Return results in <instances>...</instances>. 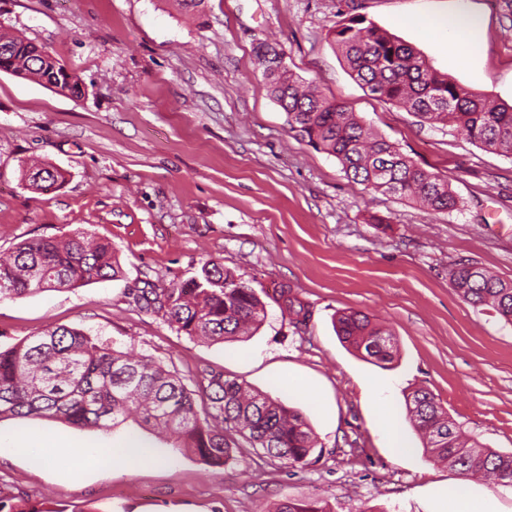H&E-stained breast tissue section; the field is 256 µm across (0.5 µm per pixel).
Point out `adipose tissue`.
<instances>
[{
  "label": "adipose tissue",
  "instance_id": "adipose-tissue-1",
  "mask_svg": "<svg viewBox=\"0 0 512 512\" xmlns=\"http://www.w3.org/2000/svg\"><path fill=\"white\" fill-rule=\"evenodd\" d=\"M479 28V19L463 11L445 23L436 16H427L423 22L422 31L425 35L443 38L447 43L449 54L464 64L480 52ZM0 452L24 455L39 452L49 458L63 455L75 462L79 469L102 472L117 468L130 469L142 458L141 447L134 442L127 443L125 448L119 450L108 444L95 447L71 445L63 449L50 435H43L29 441H10L0 446Z\"/></svg>",
  "mask_w": 512,
  "mask_h": 512
}]
</instances>
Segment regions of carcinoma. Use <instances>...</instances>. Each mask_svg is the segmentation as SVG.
<instances>
[{"label": "carcinoma", "mask_w": 512, "mask_h": 512, "mask_svg": "<svg viewBox=\"0 0 512 512\" xmlns=\"http://www.w3.org/2000/svg\"><path fill=\"white\" fill-rule=\"evenodd\" d=\"M336 48L351 75L376 97L414 113L429 124L453 125L482 149L512 158V104L481 98L434 69L415 50L362 16L338 22ZM15 53L0 57V72L47 82L72 98L85 95L78 74L48 51L21 36H0ZM273 100L290 129L335 157L354 183L382 194L416 201L432 211L454 210L448 180L419 166L393 143L373 132L353 112L332 102L288 69L276 74L270 60L255 53ZM23 185L35 192L60 188L64 174L47 163L21 165ZM122 274L112 243L78 229L64 240L40 238L20 243L0 256V300L47 290L80 288ZM449 278L462 300L487 306L512 323V283L470 263L452 264ZM280 299L291 320L307 311L283 286ZM139 308L160 316L191 340L224 342L253 335L266 318V304L247 280L214 262L185 281L138 290ZM336 334L364 359L384 366L397 354L394 336L361 311L335 317ZM407 410L430 458L464 477L512 480V453L483 448L467 437L434 395L416 389ZM55 418L79 427L114 429L129 422L165 435L176 451L191 452L207 465L230 466L239 448L227 433L260 448L269 458L304 466L318 441L303 415L259 391L213 375L196 398L182 378L148 356H134L84 331L49 327L0 349V419ZM276 512H331L319 499L288 500Z\"/></svg>", "instance_id": "carcinoma-1"}]
</instances>
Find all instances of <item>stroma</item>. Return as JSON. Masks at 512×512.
I'll return each mask as SVG.
<instances>
[{
	"label": "stroma",
	"instance_id": "1",
	"mask_svg": "<svg viewBox=\"0 0 512 512\" xmlns=\"http://www.w3.org/2000/svg\"><path fill=\"white\" fill-rule=\"evenodd\" d=\"M462 7L482 19V52L466 64L420 25ZM350 15L477 96L512 101V0H206L197 18L175 0H0V31L45 47L86 84L72 99L0 73V254L83 229L109 240L122 266L113 280L0 301V347L50 326L77 328L162 362L190 389L213 372L266 393L300 411L323 448L294 467L247 446L224 468L141 430L153 459L131 472L76 475L38 455L1 456V500L44 512H274L319 497L332 512H439L464 483L492 512H512V487L429 460L405 401L427 389L479 444L512 451V325L464 302L448 276L464 259L512 281V158L363 88L331 37ZM261 43L281 46L295 74L447 178L457 209L433 212L347 179L335 157L290 129L256 66ZM27 159L60 168L65 184L50 194L23 188ZM209 261L265 301L253 336L193 341L135 307L145 282H179ZM284 285L307 309L305 323L282 312ZM346 310L393 333L388 367L340 343L332 320ZM388 417L412 455L394 452ZM127 432L0 422V435L44 433L63 445L108 439L118 448Z\"/></svg>",
	"mask_w": 512,
	"mask_h": 512
}]
</instances>
